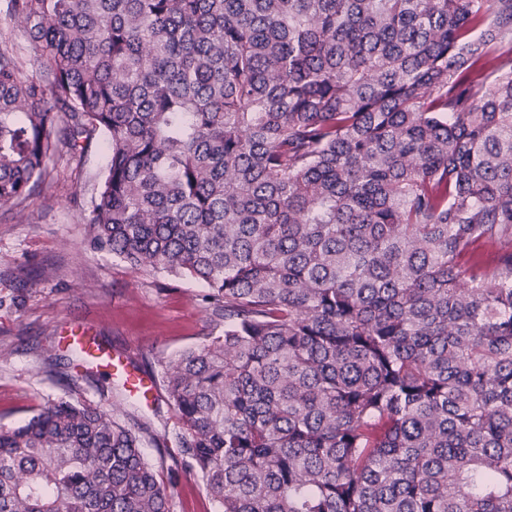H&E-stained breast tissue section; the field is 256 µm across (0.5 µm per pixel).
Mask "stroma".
I'll use <instances>...</instances> for the list:
<instances>
[{"label": "stroma", "mask_w": 512, "mask_h": 512, "mask_svg": "<svg viewBox=\"0 0 512 512\" xmlns=\"http://www.w3.org/2000/svg\"><path fill=\"white\" fill-rule=\"evenodd\" d=\"M107 164L98 142L80 168L54 158L41 193L0 209V425H19L52 400L104 405L143 426L144 451L160 468L171 512H219L181 462L162 363L224 325L201 283L133 268L93 244L86 218ZM74 325L153 378L152 399L130 397L122 380L67 350L61 336Z\"/></svg>", "instance_id": "1"}]
</instances>
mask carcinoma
Listing matches in <instances>:
<instances>
[{
    "instance_id": "cac0c4a2",
    "label": "carcinoma",
    "mask_w": 512,
    "mask_h": 512,
    "mask_svg": "<svg viewBox=\"0 0 512 512\" xmlns=\"http://www.w3.org/2000/svg\"><path fill=\"white\" fill-rule=\"evenodd\" d=\"M5 4L0 206L105 136L92 240L224 320L161 363L221 512H512V0ZM0 512L171 505L60 399L0 427ZM0 31L6 33V37H9V45L22 58L26 73L33 77L38 76L37 64L27 61L25 57L26 34L24 25L18 20H11L5 13L4 0H0Z\"/></svg>"
}]
</instances>
